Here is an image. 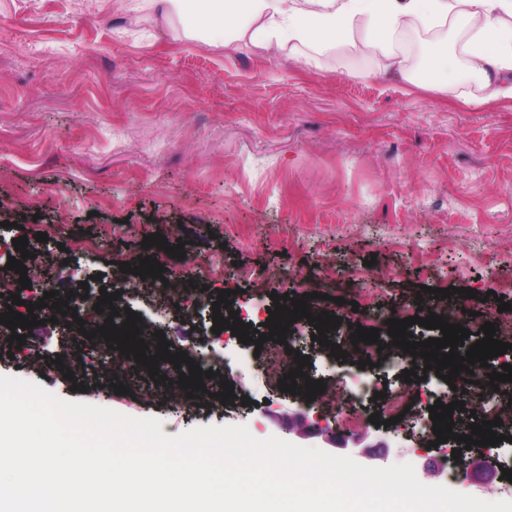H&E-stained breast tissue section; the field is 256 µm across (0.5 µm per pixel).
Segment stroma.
Returning a JSON list of instances; mask_svg holds the SVG:
<instances>
[{
  "instance_id": "stroma-1",
  "label": "stroma",
  "mask_w": 512,
  "mask_h": 512,
  "mask_svg": "<svg viewBox=\"0 0 512 512\" xmlns=\"http://www.w3.org/2000/svg\"><path fill=\"white\" fill-rule=\"evenodd\" d=\"M383 63L342 43L304 66L233 41L228 29L190 40L115 0H0V268L16 253L14 238L48 231L40 249L55 260L51 276L117 293L114 307L139 314L147 334L193 337L234 392L228 405L206 392L174 402L161 386L145 393L138 372L118 394L104 371L78 391L2 348L0 375L159 418L168 436L233 424L323 450L326 440L301 422L303 390L266 382L268 351L227 329L213 333L220 291H231L232 310L248 309L256 330L273 295L311 294V306L341 317L334 341L343 347L358 319L387 331L392 310L454 286L452 306L472 313L468 329L480 338L499 316L495 295L512 304V98L483 100L468 76L431 87L385 79ZM155 234L187 244L199 262L224 264L193 300L192 321L137 293L135 275L113 280L120 263L149 256L169 286L180 283L182 260L143 247ZM314 331L304 319L292 324L288 347L309 356L304 373L324 382L315 401L338 416L347 456L368 467L409 463L425 485L512 500L501 477L512 469V427L494 468L453 479L441 447H419L409 427L447 401V383L423 361L384 354L368 377L373 398L339 415L336 381L359 368L335 360ZM410 368L425 373L427 397L394 423L379 394Z\"/></svg>"
}]
</instances>
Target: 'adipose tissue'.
Wrapping results in <instances>:
<instances>
[{
  "instance_id": "obj_1",
  "label": "adipose tissue",
  "mask_w": 512,
  "mask_h": 512,
  "mask_svg": "<svg viewBox=\"0 0 512 512\" xmlns=\"http://www.w3.org/2000/svg\"><path fill=\"white\" fill-rule=\"evenodd\" d=\"M165 21L190 20L183 34L203 39L210 28L234 27L237 39L268 55L287 44L318 50L359 39L363 51L381 53L387 67L405 72L396 45L413 28L432 30L464 22V52L485 99L512 98V0H152Z\"/></svg>"
}]
</instances>
